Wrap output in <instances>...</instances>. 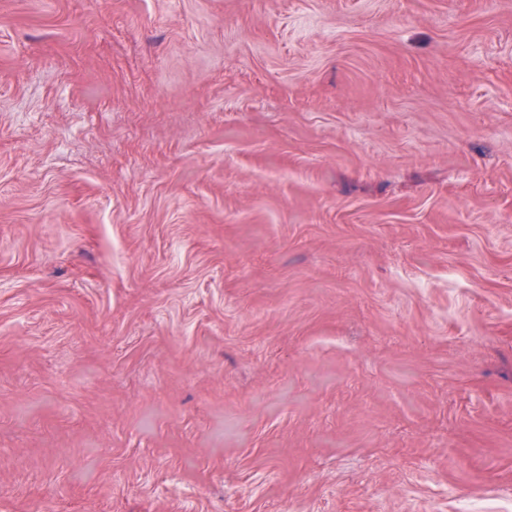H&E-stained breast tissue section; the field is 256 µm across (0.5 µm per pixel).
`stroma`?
<instances>
[{"label": "stroma", "instance_id": "stroma-1", "mask_svg": "<svg viewBox=\"0 0 512 512\" xmlns=\"http://www.w3.org/2000/svg\"><path fill=\"white\" fill-rule=\"evenodd\" d=\"M0 512H512V0H0Z\"/></svg>", "mask_w": 512, "mask_h": 512}]
</instances>
